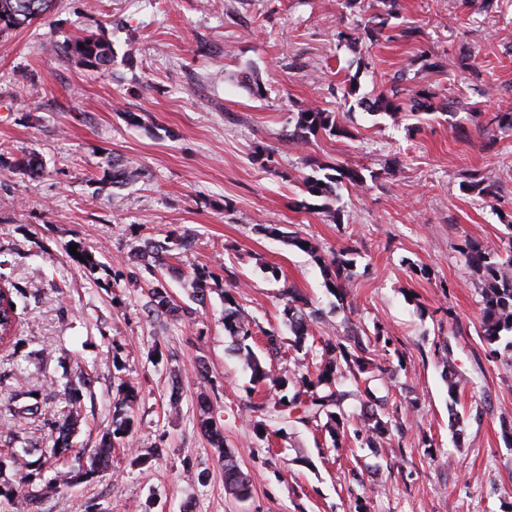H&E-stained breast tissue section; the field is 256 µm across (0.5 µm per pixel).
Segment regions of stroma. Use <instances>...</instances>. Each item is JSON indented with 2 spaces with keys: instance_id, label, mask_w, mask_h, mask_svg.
<instances>
[{
  "instance_id": "obj_1",
  "label": "stroma",
  "mask_w": 512,
  "mask_h": 512,
  "mask_svg": "<svg viewBox=\"0 0 512 512\" xmlns=\"http://www.w3.org/2000/svg\"><path fill=\"white\" fill-rule=\"evenodd\" d=\"M371 17L385 20L384 37L346 40ZM410 22L424 31L421 45L394 36ZM85 31L111 41L108 72L61 51ZM50 38L58 51L46 50ZM352 80L357 102L343 97ZM256 82L263 96L252 94ZM394 83L456 106L421 122L369 111L366 101ZM312 105L343 113L346 135L289 143L293 113ZM501 112H512V0H57L43 23L0 33V153L35 151L46 165L40 179L0 171V271L40 287L18 309L25 350L0 347V433L41 435L11 414L19 377L53 408L58 381L92 371L95 407L74 436L80 448L110 427L121 383L139 391L111 468L69 487L45 470L44 512L91 503L97 512H512V440L502 427L512 422V353L492 352L480 336V280L458 251L467 239L512 236V130L497 126ZM108 155L136 163L143 178L97 191ZM317 164L368 177L340 190L339 222L300 206ZM472 174L493 176L495 195L463 193ZM259 224L286 226L325 255L352 248V303L328 293L310 255L257 233ZM184 232L195 244L173 251L162 282L195 313L153 315L151 278L135 254ZM73 241L123 280L97 285L70 257ZM197 265L213 267L220 286L239 283L242 309L281 339L278 293L288 285L337 334L383 328L391 344L378 364L407 365L388 397L398 447L358 449L354 463L300 425L258 440L242 408L251 373L224 333L221 293L199 305L186 290ZM447 364L461 380L453 404ZM204 399L253 477L247 500L224 490L197 419Z\"/></svg>"
}]
</instances>
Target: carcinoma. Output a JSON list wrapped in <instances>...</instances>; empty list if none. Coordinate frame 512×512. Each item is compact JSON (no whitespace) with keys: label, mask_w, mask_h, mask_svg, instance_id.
<instances>
[{"label":"carcinoma","mask_w":512,"mask_h":512,"mask_svg":"<svg viewBox=\"0 0 512 512\" xmlns=\"http://www.w3.org/2000/svg\"><path fill=\"white\" fill-rule=\"evenodd\" d=\"M55 0H0V33L21 26H29L45 19L51 12ZM423 31L417 25H406L399 33L390 35L387 40L403 39L408 43L419 42ZM65 53L76 63L99 72H106L112 67L114 52L112 43L105 35L85 32L70 39L65 45ZM435 95L424 90L411 93L408 97L409 109L415 117L430 114L436 109ZM377 108L396 117L404 111L400 90L389 89L377 101ZM293 130L289 134L297 144H306L327 132L333 136L346 133L341 124L340 114L328 112L311 106L296 113L293 118ZM97 167L103 171V180L114 187H123L137 181L142 176L140 168L132 163L106 156L98 162ZM0 169L17 171L30 178H40L45 173V166L36 151L23 155L20 159L8 160L0 153ZM328 173L321 177L307 176L303 179L306 193L312 197L333 196L344 185L362 187L366 182L363 169L354 167L326 165ZM495 185L487 177H470L462 183L461 190L473 195H492ZM258 231L266 236L282 240L289 246L304 250L313 256L326 278L327 287L341 302L351 295L352 260L351 250L344 249L334 253L331 261H325L313 241L282 230L277 225H258ZM192 247L193 240L186 234L167 238L163 242L153 241L144 247L140 258L143 269L152 278L162 273L168 266L167 260L171 246ZM308 247H303V243ZM77 252L86 258L84 266L90 273L100 274L97 282L109 285L117 281L119 274L112 272L96 257L89 256V251L77 243ZM464 261L473 269L481 272L482 278V317L480 335L487 344L505 342V348L512 352V237L503 245H479L470 241L461 248ZM7 275L0 272L4 281L3 295L0 296V346L19 350L25 344L24 339L16 336L14 326L17 324V310L12 308L16 299L37 298L39 289L32 286L20 287L5 281ZM217 274L207 266H197L190 274V287L199 300H204L205 293L212 290ZM237 284L231 283L224 289V332L232 339L235 355L244 361L251 370V380L256 388H266L268 395L259 400L250 399L243 404V409L259 432L261 441L271 435L283 432V425L296 423L310 427L324 437V442L332 448H339L345 434L350 431L353 413L350 404L357 401L363 405L381 402L375 389L384 386V378L375 374L371 368L368 345L364 340L372 339L374 344H388L383 331L374 328V334H354L351 337L315 336L311 334L313 326L319 322V309L299 289L290 286L281 291L282 315L294 336L288 345L290 360L305 368L306 356L315 358V372H306L295 380H290L272 367L263 365L255 353L250 341L253 340V320L245 315L236 302L231 289ZM180 310L173 295L162 282L150 289V311L159 314H173ZM311 343L314 353L305 351L306 343ZM89 374L80 373L69 377L58 391L63 406L48 410L44 399L37 396L39 390L18 383L14 399L24 403L14 409V414L24 418H34L41 422V430L52 438V445L41 449L39 460L28 461L18 454H11L12 464L20 475L19 486L0 483V499L15 509V512H42L41 496L33 490L36 480L41 478L42 470L47 467L56 469V481L68 486L73 483L75 472L62 471L57 466L65 465L71 457L86 458V472L102 473L112 463L114 441L127 438L133 429V411L138 400L139 391L131 384L125 385L112 401V429L102 437V444L97 448H74L70 443V434L78 419L83 416L84 392L89 390ZM198 421L207 433L212 444L218 448L220 460L224 467V485L234 498L248 499L252 493V482L233 455L224 450L223 425L214 418L213 406L208 402L199 405ZM388 431V422L373 412L364 416L363 427L356 431L361 445L378 448Z\"/></svg>","instance_id":"cac0c4a2"}]
</instances>
